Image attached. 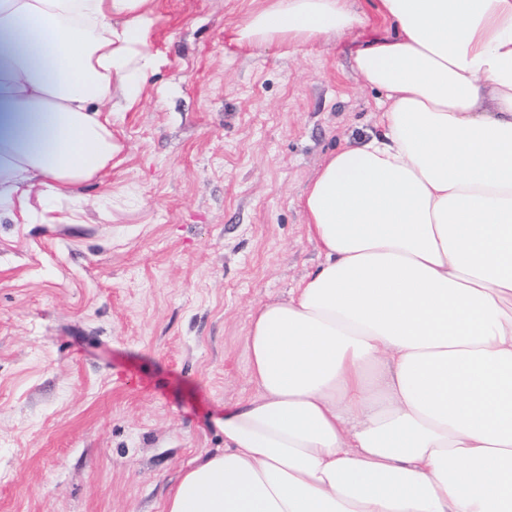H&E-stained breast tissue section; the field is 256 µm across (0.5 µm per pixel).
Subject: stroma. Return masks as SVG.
Masks as SVG:
<instances>
[{
	"mask_svg": "<svg viewBox=\"0 0 512 512\" xmlns=\"http://www.w3.org/2000/svg\"><path fill=\"white\" fill-rule=\"evenodd\" d=\"M266 4L157 0L124 203L93 185L81 223L0 220V512H163L251 390V311L321 264L303 194L373 130L353 57L392 22L348 0L365 23L340 39L239 41Z\"/></svg>",
	"mask_w": 512,
	"mask_h": 512,
	"instance_id": "stroma-1",
	"label": "stroma"
}]
</instances>
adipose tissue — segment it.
I'll list each match as a JSON object with an SVG mask.
<instances>
[{
  "instance_id": "ef3b65f1",
  "label": "adipose tissue",
  "mask_w": 512,
  "mask_h": 512,
  "mask_svg": "<svg viewBox=\"0 0 512 512\" xmlns=\"http://www.w3.org/2000/svg\"><path fill=\"white\" fill-rule=\"evenodd\" d=\"M356 52L378 132L302 203L323 256L245 336L252 392L165 512H512V0H380ZM157 0H0V218L77 223L124 158ZM347 0H269L240 40L360 25Z\"/></svg>"
}]
</instances>
